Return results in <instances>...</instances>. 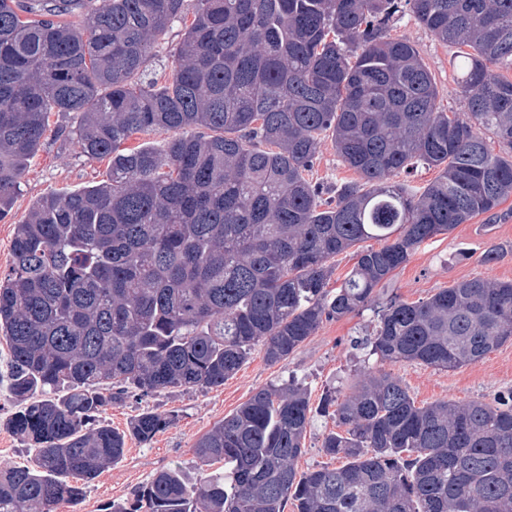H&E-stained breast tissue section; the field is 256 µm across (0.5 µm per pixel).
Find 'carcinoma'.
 Listing matches in <instances>:
<instances>
[{
  "instance_id": "cac0c4a2",
  "label": "carcinoma",
  "mask_w": 512,
  "mask_h": 512,
  "mask_svg": "<svg viewBox=\"0 0 512 512\" xmlns=\"http://www.w3.org/2000/svg\"><path fill=\"white\" fill-rule=\"evenodd\" d=\"M184 0H0V220L53 112L105 181L37 200L0 276V336L35 464L0 467V512L77 506L87 485L175 418L127 431L99 415L130 394L212 388L262 346L279 364L364 308L426 241L512 195V0H196L170 79H143ZM84 16L75 28L61 21ZM456 49L466 110L447 112L400 14ZM173 136L124 151L138 132ZM503 147L493 152L487 136ZM331 139L358 178L320 198L306 172ZM439 169L422 188L399 180ZM384 241L379 249L362 246ZM357 261L328 289L329 261ZM512 340V282L474 278L391 299L354 341L382 361L447 370ZM336 420L298 469L313 410ZM289 381L256 391L195 445V482L158 472L112 512H512V391L418 406L373 375L317 408Z\"/></svg>"
}]
</instances>
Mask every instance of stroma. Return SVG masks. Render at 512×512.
I'll list each match as a JSON object with an SVG mask.
<instances>
[{
  "label": "stroma",
  "instance_id": "1",
  "mask_svg": "<svg viewBox=\"0 0 512 512\" xmlns=\"http://www.w3.org/2000/svg\"><path fill=\"white\" fill-rule=\"evenodd\" d=\"M407 38L419 50L432 72L443 108L464 111L465 101L457 84L453 48L432 37L411 18H403L391 31ZM64 117L51 115V130L31 159L22 178L11 214L0 220V273L12 262L16 224L42 196L74 192L105 180L109 159L85 157L73 140L59 138ZM498 248L497 262L484 255ZM473 278L512 282V197L493 212L474 217L452 232L437 236L416 250L394 276L376 289L378 302L397 299L408 303L426 300L439 289ZM378 321L377 310L368 306L340 320L325 322L284 364H270L262 347H255L241 368L223 386L210 389H176L150 397H130L113 404L102 422L124 430L145 410L174 415V424L150 442L128 438L120 460L103 471L87 488L82 503L61 506L59 512H109L112 504L130 500L154 474L180 468L187 480H195L200 468L194 455L197 440L233 413L260 388L296 377L309 391L312 402L329 391L343 396L370 373H386L401 380L416 405L437 401H493L500 392L512 390V341L483 359L457 369L434 370L414 362H383L377 356L354 349L353 338L369 334ZM8 346L0 338V465H30L35 452L6 426L14 408L3 380L8 372Z\"/></svg>",
  "mask_w": 512,
  "mask_h": 512
}]
</instances>
